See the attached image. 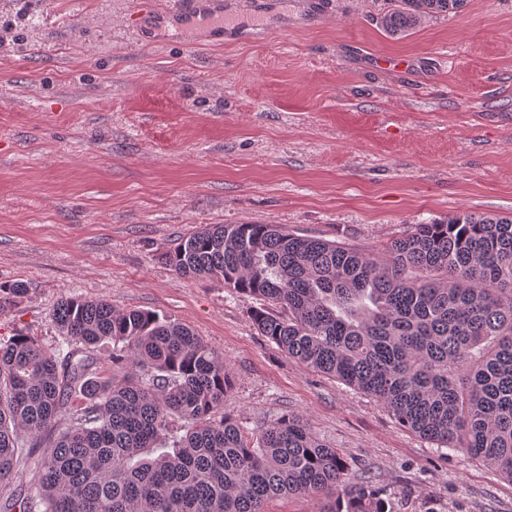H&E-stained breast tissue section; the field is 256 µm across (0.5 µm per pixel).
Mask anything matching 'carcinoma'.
I'll use <instances>...</instances> for the list:
<instances>
[{
  "label": "carcinoma",
  "instance_id": "cac0c4a2",
  "mask_svg": "<svg viewBox=\"0 0 512 512\" xmlns=\"http://www.w3.org/2000/svg\"><path fill=\"white\" fill-rule=\"evenodd\" d=\"M395 2L379 18L392 36L461 4ZM164 260L259 301L254 326L288 357L512 483V216L415 224L384 258L279 224H209ZM28 292L0 285V315ZM52 321L51 350L0 339V512H267L289 495L325 501L320 512H393L303 418L250 432L225 415L231 375L188 326L79 296ZM105 345L100 371L91 354ZM25 448L42 449L34 495L15 484Z\"/></svg>",
  "mask_w": 512,
  "mask_h": 512
}]
</instances>
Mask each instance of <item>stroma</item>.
I'll list each match as a JSON object with an SVG mask.
<instances>
[{"label":"stroma","mask_w":512,"mask_h":512,"mask_svg":"<svg viewBox=\"0 0 512 512\" xmlns=\"http://www.w3.org/2000/svg\"><path fill=\"white\" fill-rule=\"evenodd\" d=\"M386 6L327 0L314 22L280 0L264 38L208 47L128 37L142 0H0V283L30 288L0 339L54 347L64 296L158 312L223 356L246 429L302 416L395 512H512L495 469L289 359L249 300L162 260L205 224L381 257L416 224L512 215V0H464L401 39Z\"/></svg>","instance_id":"obj_1"}]
</instances>
